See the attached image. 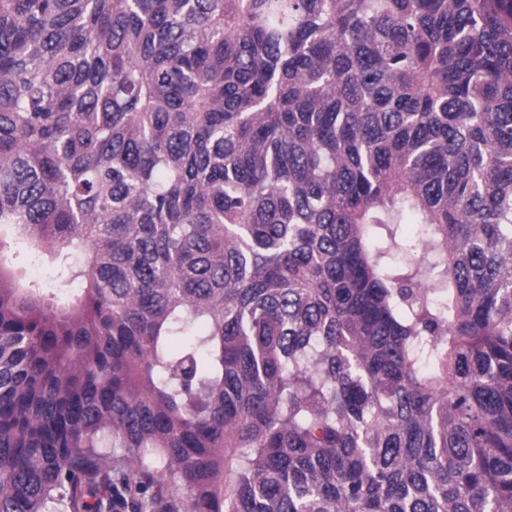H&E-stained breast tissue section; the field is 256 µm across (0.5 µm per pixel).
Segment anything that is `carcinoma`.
Masks as SVG:
<instances>
[{"mask_svg": "<svg viewBox=\"0 0 512 512\" xmlns=\"http://www.w3.org/2000/svg\"><path fill=\"white\" fill-rule=\"evenodd\" d=\"M114 488L512 512V0H0V512Z\"/></svg>", "mask_w": 512, "mask_h": 512, "instance_id": "1", "label": "carcinoma"}]
</instances>
